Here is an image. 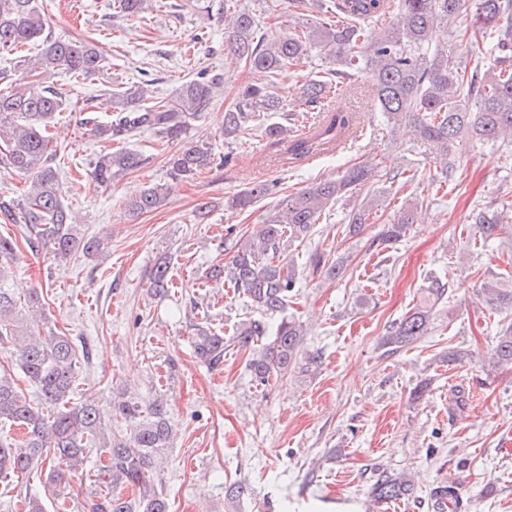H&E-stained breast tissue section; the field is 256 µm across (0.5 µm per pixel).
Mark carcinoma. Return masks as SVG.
Listing matches in <instances>:
<instances>
[{
    "instance_id": "cac0c4a2",
    "label": "carcinoma",
    "mask_w": 512,
    "mask_h": 512,
    "mask_svg": "<svg viewBox=\"0 0 512 512\" xmlns=\"http://www.w3.org/2000/svg\"><path fill=\"white\" fill-rule=\"evenodd\" d=\"M148 0H113V9L126 18H138ZM336 22L321 24L307 36L270 33L255 37L254 15L224 0L230 23L224 29V50L248 67L254 79L241 85L224 113V140L246 142L259 127L273 147L288 144L296 159L337 149L347 142L350 130L358 129L355 118L332 107L341 91L355 88L359 79L374 84L376 110L393 130L413 127L418 139L433 147L440 159L443 178H448L461 156L463 140L493 146L512 143V0H331ZM472 16L471 37L480 46L490 31L499 32L494 64L482 62L467 68L447 46H433L429 33L439 20ZM382 18L388 24L377 30ZM22 46L40 49L23 64L29 81L15 84L0 72V167L27 177L29 188L22 198L0 195V223L24 226L22 240L32 252L44 250L58 260L82 255L91 259L105 243L73 223L71 211L61 197L56 151L50 132L55 114L62 110L61 94L46 84L58 70L88 78L104 69L105 58L92 43L61 41L51 37L49 21L36 0H0V50L12 52ZM335 62L330 77L310 79L299 88L298 112L286 123L268 122L271 112L284 111L283 100L272 91L273 78L311 52ZM224 76L205 70L182 84L173 101L146 102L143 85L133 83L112 92L115 118L95 123L97 138L121 141L140 130H151L180 148L167 159L169 175L193 178L230 156L216 158L211 148L187 139L194 121L207 111ZM302 112L323 113L321 122L307 125ZM144 159L127 152H107L90 164L91 178L101 186L140 167ZM376 164L365 160L346 167L341 174L315 181L288 194L263 218L260 228L248 235L235 228L227 237L235 240L232 256L210 268L207 278L223 281L246 296L259 313L243 321L230 337L200 323L194 324L193 347L207 366L224 363L228 344L249 351L247 369L259 385H268L298 367L307 372L318 364L314 354L302 355L304 326L288 315V305L298 292V273L286 261L287 243L304 241L322 215L342 200L360 196L372 184ZM279 193L277 184L261 181L237 192L227 207L248 210L259 200ZM162 185H150L126 199L130 214L153 211L164 203ZM377 200L352 208L346 233L356 235L368 223ZM509 204L488 206L472 214L471 233L482 242H492L512 230L507 221ZM417 223L411 207H402L394 219L382 225L377 245L391 249ZM18 240L0 234V350L10 354L37 388V401L19 391L11 366L0 363V424L17 426L23 434L0 442V483L9 484L31 467H47L46 480L61 495L70 487V474L86 459L88 436L100 437L107 463L99 466L102 488L92 492V512H169L163 491L154 475L158 463L171 447L174 429L164 399L144 401L127 390L112 395V411L126 424L125 431L105 437V412L93 399L73 401L78 364L89 360L86 344L47 328L44 294L34 290L22 297L7 282L18 259ZM313 270L329 279L343 273V264L331 261L318 250L310 255ZM149 288L166 295L172 287L169 262L159 259L147 274ZM451 281L433 277L420 302L389 327L380 345L392 355L428 335L434 324V309L448 298ZM486 303L499 311L512 312V288L498 278L481 285ZM491 366L512 365V320L501 324L491 353ZM413 481L405 473L382 470L371 485L375 500L383 503L404 498ZM133 497L125 498L126 491ZM436 512H456L458 498H448V485L431 493Z\"/></svg>"
}]
</instances>
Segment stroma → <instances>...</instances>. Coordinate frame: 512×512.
I'll list each match as a JSON object with an SVG mask.
<instances>
[{
    "label": "stroma",
    "mask_w": 512,
    "mask_h": 512,
    "mask_svg": "<svg viewBox=\"0 0 512 512\" xmlns=\"http://www.w3.org/2000/svg\"><path fill=\"white\" fill-rule=\"evenodd\" d=\"M241 5L273 33L307 32L328 18L323 0H310L301 12L291 0ZM38 6L54 37L94 42L106 58L95 77L59 73L51 82L64 97L54 127L63 202L75 223L108 239L109 249L67 261L22 250L9 285L21 295L42 289L57 329L87 342L90 360L78 373V396L104 401L120 386L166 399L176 437L157 478L170 512H346L350 506L355 512H435L432 489L451 482L461 486L460 512H512V367L489 364L500 316L480 290L491 275L512 284V239L485 246L470 229L476 206L512 197V152L464 144L453 179L430 188L416 180L393 186L358 238L345 235L348 202L327 211L312 235L286 252L299 276L288 311L303 323L305 347L321 363L315 372L294 370L259 386L245 367V352L227 349L223 365L211 369L192 347L196 322L209 319L214 330L229 334L254 314L244 297L209 286L205 274L225 258L226 227L256 231L274 201L239 212L225 200L260 180L289 194L371 158L380 161L375 179L381 184L392 171L434 168L430 149L395 139L366 81L335 100L356 114L360 128L342 153L288 167L261 132L244 144L225 143L219 117L252 75L225 55L224 0H210L206 11L192 0H151L138 20L115 14L112 0H38ZM332 66L317 55L300 60L277 75L274 90L295 102L301 84ZM203 69L222 73L224 86L188 136L217 154L232 153L231 166L173 179L166 158L174 144L148 130L124 144L144 165L111 187L97 185L90 163L110 145L91 136L86 120H111V91L146 80L154 99L168 100ZM154 183L167 189L163 205L130 217L124 198ZM205 201L212 211L202 221L196 209ZM405 205L416 208L417 224L390 252L373 247L380 224ZM315 250L344 259L340 278L313 273L308 257ZM163 256L171 259L173 288L157 296L145 273ZM435 276L451 277L453 286L435 309L431 333L383 355L387 327ZM457 350L470 351L471 361L449 362ZM422 383L427 392L413 400ZM379 468L410 475L412 496L394 504L373 501L369 490ZM243 479L252 495L227 499L225 485ZM14 484V492L0 493V512H25L29 496L42 499L47 512H59L40 469Z\"/></svg>",
    "instance_id": "1"
}]
</instances>
